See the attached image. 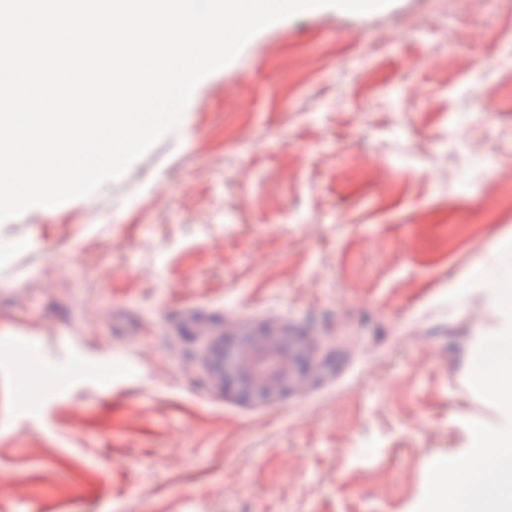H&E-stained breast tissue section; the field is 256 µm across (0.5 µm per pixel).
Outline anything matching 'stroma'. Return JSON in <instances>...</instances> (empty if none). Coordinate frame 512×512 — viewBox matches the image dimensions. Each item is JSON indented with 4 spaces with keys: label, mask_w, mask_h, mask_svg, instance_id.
Returning <instances> with one entry per match:
<instances>
[{
    "label": "stroma",
    "mask_w": 512,
    "mask_h": 512,
    "mask_svg": "<svg viewBox=\"0 0 512 512\" xmlns=\"http://www.w3.org/2000/svg\"><path fill=\"white\" fill-rule=\"evenodd\" d=\"M512 0L304 11L96 193L0 222V512H417L505 317ZM305 386L212 380L228 325ZM40 376H32L33 368Z\"/></svg>",
    "instance_id": "obj_1"
}]
</instances>
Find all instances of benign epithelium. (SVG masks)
<instances>
[{
  "mask_svg": "<svg viewBox=\"0 0 512 512\" xmlns=\"http://www.w3.org/2000/svg\"><path fill=\"white\" fill-rule=\"evenodd\" d=\"M308 340L286 332L264 331L243 336L224 352L220 377L244 391L274 398L300 384V366Z\"/></svg>",
  "mask_w": 512,
  "mask_h": 512,
  "instance_id": "obj_1",
  "label": "benign epithelium"
}]
</instances>
